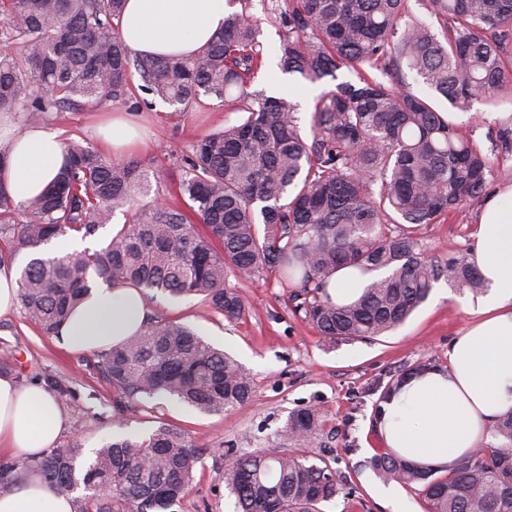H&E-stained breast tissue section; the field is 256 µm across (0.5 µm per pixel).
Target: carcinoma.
<instances>
[{"label": "carcinoma", "mask_w": 512, "mask_h": 512, "mask_svg": "<svg viewBox=\"0 0 512 512\" xmlns=\"http://www.w3.org/2000/svg\"><path fill=\"white\" fill-rule=\"evenodd\" d=\"M124 2L0 0V112L35 124L66 105L122 101L137 110L149 104L144 93L184 111L204 96L236 102L243 117L193 146L179 183L185 210L137 204V158L116 161L74 143L40 195L20 207L0 191V265L71 232L93 237L126 210L104 246L40 252L22 268L18 302L44 334H59L94 279L200 296L239 320L247 304L226 286L227 272L274 271L293 288L295 311L333 341L395 330L444 277L485 292L471 262L428 260L418 240L423 225L482 196L494 160L433 100L374 72L405 66L461 110L478 99L498 104L512 86V0H429L432 14L448 16L443 41L422 21H403L406 0H290L281 16L282 70L315 82L336 80L345 67L358 79L321 98L308 134L296 105L248 89L262 45L245 12H227L223 30L194 56L132 57L119 36ZM15 41L19 55L10 50ZM343 266L384 275L337 305L325 279ZM96 358L119 409L165 397L222 414L252 393L243 364L176 321L148 323ZM318 427V411L306 409L289 416L283 433L305 445ZM489 432L497 443L474 449L445 475L392 454L373 468L387 481L420 485L427 512H512V412ZM197 462L191 441L163 424L88 457L75 441L20 464L0 462V494L32 471L71 498L73 512H167L193 483ZM224 486L237 512H322L342 492L328 466L265 449L232 460Z\"/></svg>", "instance_id": "1"}]
</instances>
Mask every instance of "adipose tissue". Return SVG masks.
Instances as JSON below:
<instances>
[{
  "label": "adipose tissue",
  "mask_w": 512,
  "mask_h": 512,
  "mask_svg": "<svg viewBox=\"0 0 512 512\" xmlns=\"http://www.w3.org/2000/svg\"><path fill=\"white\" fill-rule=\"evenodd\" d=\"M226 0H126L120 37L134 56L194 55L224 26ZM0 190L15 203L39 194L65 161L60 132L46 124L18 126L0 116ZM494 298L448 350V364L407 377L381 404L382 445L417 466L452 468L477 448L490 425L512 411V184L488 195L472 253ZM371 279L359 268L333 272L327 292L337 304L357 300ZM146 302L128 286L97 284L61 328L69 352L109 349L144 328ZM67 414L49 391L0 376V457L27 460L54 448ZM0 512H72L37 476L0 494Z\"/></svg>",
  "instance_id": "ef3b65f1"
}]
</instances>
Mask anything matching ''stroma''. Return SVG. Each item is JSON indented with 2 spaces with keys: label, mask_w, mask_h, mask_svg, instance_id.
Instances as JSON below:
<instances>
[{
  "label": "stroma",
  "mask_w": 512,
  "mask_h": 512,
  "mask_svg": "<svg viewBox=\"0 0 512 512\" xmlns=\"http://www.w3.org/2000/svg\"><path fill=\"white\" fill-rule=\"evenodd\" d=\"M287 0H240L238 7L257 21L263 46V63L253 87L267 94L288 93L298 106L302 126H309L322 94L334 89L336 80L352 75L340 70L337 78L310 82L300 75L282 73L278 47L283 28L280 13ZM441 111L462 127L488 154L504 159L502 169L489 177L487 191L512 184V153L502 147L499 125L512 122V103L491 107L472 103L468 110L451 107L436 98ZM128 106L112 102L47 116L64 142L101 149L96 128ZM144 142L134 151L148 176L139 201L152 203L162 197L179 203L183 159L204 135L239 120L231 105L212 101L188 112H176L163 103L141 107L133 113ZM480 201L451 211L439 223L423 226L419 248L430 259L469 258L475 247ZM235 287L248 302L243 319L228 321L198 297L172 301L162 296L146 300L153 320H177L193 327L214 346L224 349L249 369L253 381L250 400L221 414H205L163 400L122 411L115 408L112 386L94 364L93 357L66 352L56 337L44 335L26 318L22 308L0 317V362H10L20 386L46 387L58 382L59 402L68 415V426L58 445L72 440L101 442L115 432L146 435L160 423L180 428L199 453L196 477L184 497L169 512H235V499L224 487V467L232 457L274 448L289 454L303 453L309 462L328 464L343 476V492L324 503L323 512H426L419 485L383 481L370 462L383 452L378 433L382 402L407 373L429 366H447L448 349L473 320L472 306L490 300V293L476 296L459 292L440 280L428 300L396 331L374 341L325 339L301 314L295 313L290 291L276 274L243 278L232 274ZM315 408L320 426L309 447L299 448L281 436L293 412Z\"/></svg>",
  "instance_id": "35a3bbf8"
}]
</instances>
